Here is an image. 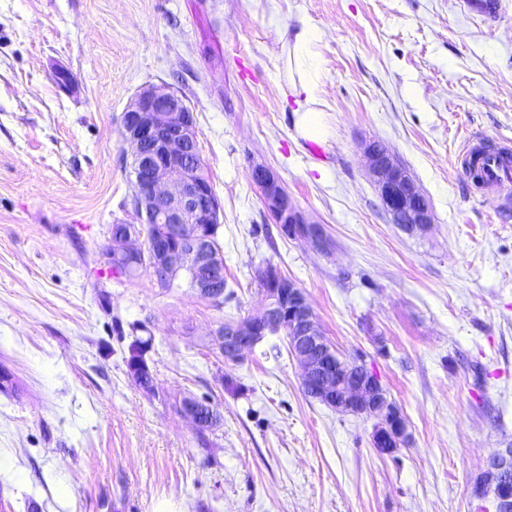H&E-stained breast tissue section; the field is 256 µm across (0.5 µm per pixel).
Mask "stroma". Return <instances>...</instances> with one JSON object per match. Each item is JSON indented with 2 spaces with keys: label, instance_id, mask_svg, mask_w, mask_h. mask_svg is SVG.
<instances>
[{
  "label": "stroma",
  "instance_id": "35a3bbf8",
  "mask_svg": "<svg viewBox=\"0 0 512 512\" xmlns=\"http://www.w3.org/2000/svg\"><path fill=\"white\" fill-rule=\"evenodd\" d=\"M0 0V512H488L474 486L512 444V183L480 185L462 140L512 153V0ZM315 31L332 134L297 138L288 46ZM67 71L73 85L56 74ZM168 83L196 117L221 205L218 305L102 254L131 223L123 113ZM385 144L429 198L404 234L363 163ZM263 164L333 241L281 236ZM303 289L324 336L361 356L409 439L307 397L283 337L228 362L208 346L262 303L258 268ZM145 324L154 390L112 328ZM208 396L198 433L177 410ZM178 412L188 418L198 431H210L218 426L221 420L219 413L212 404L199 400H182L178 405Z\"/></svg>",
  "mask_w": 512,
  "mask_h": 512
}]
</instances>
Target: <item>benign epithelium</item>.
I'll return each mask as SVG.
<instances>
[{
    "instance_id": "obj_1",
    "label": "benign epithelium",
    "mask_w": 512,
    "mask_h": 512,
    "mask_svg": "<svg viewBox=\"0 0 512 512\" xmlns=\"http://www.w3.org/2000/svg\"><path fill=\"white\" fill-rule=\"evenodd\" d=\"M125 139L133 147L132 206L137 223L121 225L104 249L112 263V248L137 254L135 241L155 225L147 270L161 288L186 269L195 271L194 287L208 296L220 295L224 257L206 248L210 225L220 223L221 206L202 174L193 110L171 85L143 88L124 113ZM372 176L391 222L408 235L423 234L434 221L429 199L410 172L379 142L364 148ZM250 178L274 223L293 239L320 253L332 249L324 229L309 220L293 202L281 179L270 168L254 165ZM263 303L243 320L227 322L213 332L212 344L228 361L264 336L282 331L292 355L304 370L307 391L328 406L373 420L371 443L381 455H393L407 438L405 419L388 398L378 376L360 357H345L326 340L305 294L274 266L263 270ZM128 373L136 381L150 373L145 355L129 352ZM178 412L199 431H210L221 420L213 406L183 400ZM479 497H491L493 512H512V446L500 448L486 462L485 478L475 486Z\"/></svg>"
}]
</instances>
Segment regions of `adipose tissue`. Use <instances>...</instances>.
I'll return each instance as SVG.
<instances>
[{
  "mask_svg": "<svg viewBox=\"0 0 512 512\" xmlns=\"http://www.w3.org/2000/svg\"><path fill=\"white\" fill-rule=\"evenodd\" d=\"M314 33L310 27H302L294 36L289 49V61L299 78L291 85L296 107L293 111L294 126L299 137L321 143L330 135L326 116L319 107L317 97L320 64L313 50Z\"/></svg>",
  "mask_w": 512,
  "mask_h": 512,
  "instance_id": "obj_1",
  "label": "adipose tissue"
}]
</instances>
